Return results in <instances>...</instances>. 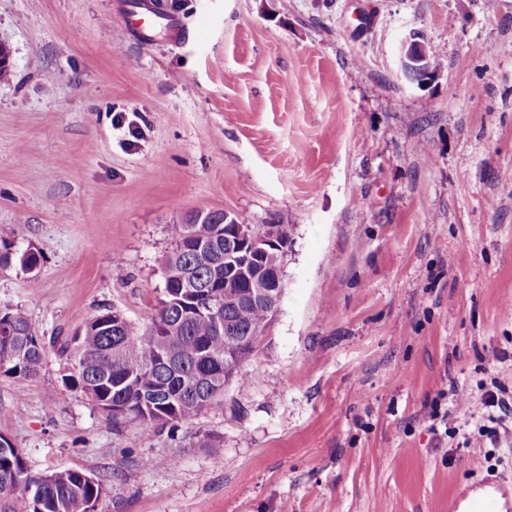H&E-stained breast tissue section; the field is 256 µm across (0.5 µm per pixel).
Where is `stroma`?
Wrapping results in <instances>:
<instances>
[{
	"mask_svg": "<svg viewBox=\"0 0 512 512\" xmlns=\"http://www.w3.org/2000/svg\"><path fill=\"white\" fill-rule=\"evenodd\" d=\"M130 2L0 0V241L43 256L0 269V308L44 337L106 309L144 328L197 210L288 225L284 295L192 420H112L51 350L0 376V436L98 480L96 512H448L486 473L512 487V422L428 418L453 383L512 393V0H161L180 28L144 35ZM413 32L443 56L421 85ZM429 46V43L420 40L419 35L415 33L411 34L403 41L400 63L401 69L406 77H411V70L414 68L417 69L418 65H422L427 61ZM422 66L418 68L419 70L417 69L412 72L414 79L421 81L429 76L427 74V68Z\"/></svg>",
	"mask_w": 512,
	"mask_h": 512,
	"instance_id": "35a3bbf8",
	"label": "stroma"
}]
</instances>
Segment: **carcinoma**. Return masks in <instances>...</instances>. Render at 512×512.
<instances>
[{
    "mask_svg": "<svg viewBox=\"0 0 512 512\" xmlns=\"http://www.w3.org/2000/svg\"><path fill=\"white\" fill-rule=\"evenodd\" d=\"M276 245L255 253L266 273H284L288 229H276ZM174 249L163 258L164 299L143 332L133 325L112 329V311L90 317L78 346L69 337L38 335L19 307L0 309V375L32 379L47 347L66 359L65 383L83 392L105 413L131 416L150 432L158 423L189 420L213 405L231 382L243 381L245 362L267 344L274 324L270 306L238 300V276L224 262V212L196 224L191 215L169 225ZM35 248L23 252L0 244V269L13 265L26 273L40 265ZM100 483L79 480L75 470L29 471L16 447L0 452V512H87Z\"/></svg>",
    "mask_w": 512,
    "mask_h": 512,
    "instance_id": "cac0c4a2",
    "label": "carcinoma"
}]
</instances>
